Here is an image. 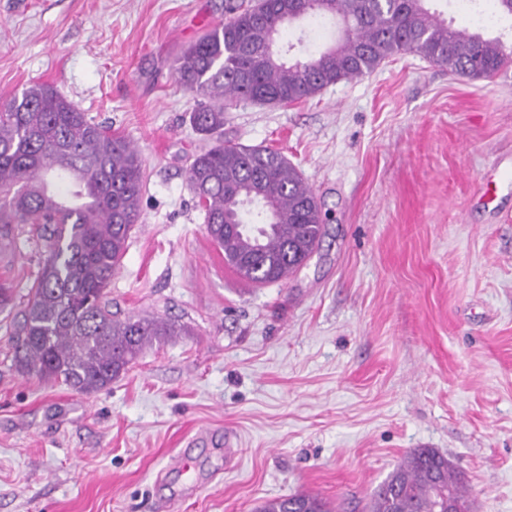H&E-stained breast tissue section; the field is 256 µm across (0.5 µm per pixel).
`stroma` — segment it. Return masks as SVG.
Returning <instances> with one entry per match:
<instances>
[{
    "label": "stroma",
    "mask_w": 512,
    "mask_h": 512,
    "mask_svg": "<svg viewBox=\"0 0 512 512\" xmlns=\"http://www.w3.org/2000/svg\"><path fill=\"white\" fill-rule=\"evenodd\" d=\"M240 2L0 0V98L49 84L139 151L113 309L188 329L82 395L14 369L0 313V512H254L302 491L361 512L415 448L458 466L473 512H512V68L473 81L405 53L305 102L228 107L225 138L282 151L327 215L305 266L252 288L195 207L198 100L172 67ZM434 6L512 43L494 0ZM337 36L309 17L281 43ZM42 258L18 226L0 280L25 295Z\"/></svg>",
    "instance_id": "1"
}]
</instances>
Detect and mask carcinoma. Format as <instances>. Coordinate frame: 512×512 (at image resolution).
I'll use <instances>...</instances> for the list:
<instances>
[{
    "label": "carcinoma",
    "instance_id": "obj_1",
    "mask_svg": "<svg viewBox=\"0 0 512 512\" xmlns=\"http://www.w3.org/2000/svg\"><path fill=\"white\" fill-rule=\"evenodd\" d=\"M432 0H257L239 5L174 60L185 91L202 99L191 112L210 141L188 172L205 230L224 263L254 287L304 266L325 235L326 214L301 172L279 150L224 141V109L239 102L286 106L341 81L374 72L407 52L448 73L491 80L512 64V45L448 24ZM312 15L339 20L342 34L317 55L291 59L277 48L285 26ZM144 181L138 152L46 84L0 103V238L27 224L42 264L7 330L23 375L85 395L126 373L145 348L185 328L162 318L112 311L107 288L139 219ZM263 202L258 237L242 199ZM15 307L0 282V312ZM470 509V490L447 456L408 452L374 490L365 512H448V493ZM257 512H333L320 496L298 492Z\"/></svg>",
    "mask_w": 512,
    "mask_h": 512
}]
</instances>
